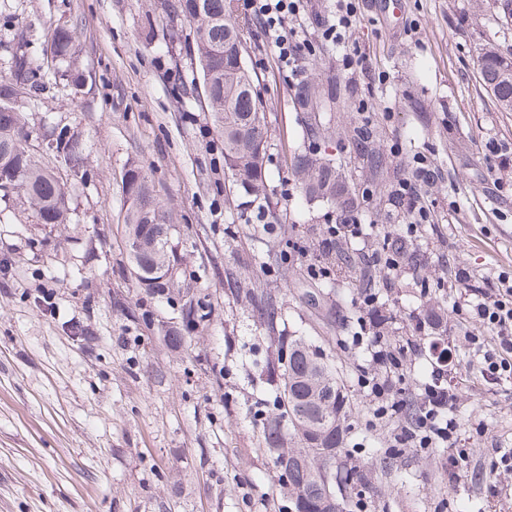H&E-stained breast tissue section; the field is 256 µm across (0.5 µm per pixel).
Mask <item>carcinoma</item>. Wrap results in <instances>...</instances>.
Segmentation results:
<instances>
[{"label":"carcinoma","mask_w":512,"mask_h":512,"mask_svg":"<svg viewBox=\"0 0 512 512\" xmlns=\"http://www.w3.org/2000/svg\"><path fill=\"white\" fill-rule=\"evenodd\" d=\"M182 15L195 25L193 57L199 71L206 101L216 127L224 137V167L233 182L247 196L265 195L263 162L267 142V122L262 102L253 93L254 76L245 55L239 53L231 37H239L236 0H179ZM51 54L57 66L72 68L77 64L78 49L65 28L54 33ZM512 56L495 48L478 57L483 85L496 83L500 108L512 112V81L496 82L497 72ZM41 88L40 66L24 53L14 56L11 82L0 84V116H11L0 123V189L21 191L34 207L43 224L67 223L66 184L41 166L26 151L21 126L19 91L33 97ZM295 97L301 107L316 98L311 82L299 84ZM374 137L369 124L353 128L352 139L358 151H367ZM56 152L70 168L83 172L84 143L67 130L51 131ZM295 173L301 180L306 199L326 200L336 205L341 223L357 220L360 201L349 190L342 176V165L331 159L316 158L310 152L294 157ZM125 242L128 259L137 278L143 277L154 287L173 269L169 252L168 217L150 188L148 177L139 168L127 171ZM380 262L406 255V246L383 239ZM321 262L334 276L348 281L357 277L361 258L340 244L322 251ZM254 316L266 332V373L276 379L272 409L262 420L263 442L276 468L283 469L286 455H303L308 442L326 451L336 466V477L345 488L371 483L368 473L347 468L342 457L346 432L344 404L346 395L340 377L329 358L302 336H285L277 330L284 296L265 290L250 292ZM288 420L289 428L281 425ZM305 456V455H303ZM323 461L307 455L301 464L288 469L283 482L284 498L294 512H323L322 487L317 468Z\"/></svg>","instance_id":"1"}]
</instances>
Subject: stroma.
<instances>
[{"mask_svg":"<svg viewBox=\"0 0 512 512\" xmlns=\"http://www.w3.org/2000/svg\"><path fill=\"white\" fill-rule=\"evenodd\" d=\"M353 2L346 47L362 62L350 69L345 47L322 36L336 0H304L288 20L307 45L303 75L325 102L315 137L261 23L238 10L268 126L266 193L249 203L224 167L190 58L194 26L177 0H0V82L16 52L42 66L44 87L21 122L30 152L69 188L64 224L39 223L22 194L0 196V512H278L281 474L258 419L273 391L265 331L249 297L229 291L228 269L245 287L287 293L280 330L335 362L349 398L346 455L372 481L353 512H512V473H493L497 449L512 447V379L491 382L471 367L467 337L486 330L466 318L455 279L464 268L491 291L512 272V160L499 154L512 148V112L476 63L487 44L512 54V22L494 0ZM58 27L76 32L78 82L54 76ZM365 121L377 128L378 170L352 145ZM55 127L84 142V178L49 149L44 134ZM308 148L341 162L358 195L361 254L386 236L410 247L397 269L372 267L371 290L391 316L390 338L448 346L443 364L415 355L396 399L419 403L439 376L455 389L467 451L457 480L444 448L383 456L405 420L377 419L363 392L373 365L352 342L367 317L361 286L310 272L338 218L301 195L292 160ZM418 156L437 177L421 189L429 221L411 234L392 192ZM133 166L172 224L177 262L161 293L129 272L123 176ZM269 223L284 232H262ZM265 252L263 270L255 258ZM316 287L317 307L302 303ZM189 303L202 320L186 323Z\"/></svg>","mask_w":512,"mask_h":512,"instance_id":"35a3bbf8","label":"stroma"}]
</instances>
